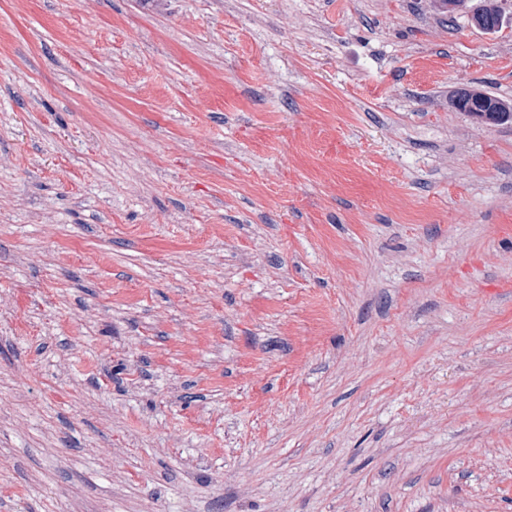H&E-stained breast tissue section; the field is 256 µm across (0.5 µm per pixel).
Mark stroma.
Wrapping results in <instances>:
<instances>
[{
	"label": "stroma",
	"instance_id": "35a3bbf8",
	"mask_svg": "<svg viewBox=\"0 0 512 512\" xmlns=\"http://www.w3.org/2000/svg\"><path fill=\"white\" fill-rule=\"evenodd\" d=\"M0 0V512H512V0Z\"/></svg>",
	"mask_w": 512,
	"mask_h": 512
}]
</instances>
